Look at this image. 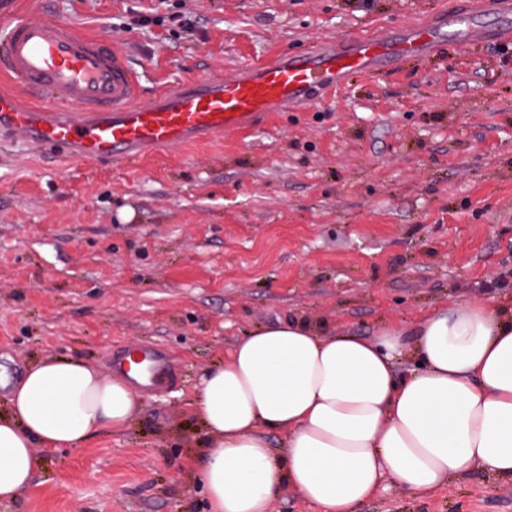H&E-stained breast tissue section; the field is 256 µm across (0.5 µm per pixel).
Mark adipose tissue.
Returning a JSON list of instances; mask_svg holds the SVG:
<instances>
[{"instance_id":"ef3b65f1","label":"adipose tissue","mask_w":512,"mask_h":512,"mask_svg":"<svg viewBox=\"0 0 512 512\" xmlns=\"http://www.w3.org/2000/svg\"><path fill=\"white\" fill-rule=\"evenodd\" d=\"M410 353L417 369L396 367ZM138 365L113 376L46 357L0 400V503L44 453L129 429L142 404ZM205 440L193 480L209 512H271L283 486L316 512H354L385 481L425 495L475 468L512 479V308L468 300L424 316L412 335H326L279 319L238 341L200 379ZM285 436L273 455L267 432Z\"/></svg>"}]
</instances>
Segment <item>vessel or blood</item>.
Masks as SVG:
<instances>
[{
  "instance_id": "obj_1",
  "label": "vessel or blood",
  "mask_w": 512,
  "mask_h": 512,
  "mask_svg": "<svg viewBox=\"0 0 512 512\" xmlns=\"http://www.w3.org/2000/svg\"><path fill=\"white\" fill-rule=\"evenodd\" d=\"M499 17L490 30L484 15ZM475 44L512 41V0H478L475 10L448 13L442 24H416L384 37L361 32L328 40L218 77H198L140 98L124 52L103 37L77 33L66 22L16 15L0 25V130L44 152L82 161L137 160L175 143L214 139L251 129L278 107L320 99L353 74L422 58L444 43L445 30ZM147 387L164 385L170 363L158 348L139 349Z\"/></svg>"
}]
</instances>
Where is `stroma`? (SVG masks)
Here are the masks:
<instances>
[{
	"mask_svg": "<svg viewBox=\"0 0 512 512\" xmlns=\"http://www.w3.org/2000/svg\"><path fill=\"white\" fill-rule=\"evenodd\" d=\"M474 0H0L113 38L143 98L309 44L399 32ZM149 18L126 30L132 11ZM512 305V48L455 38L355 75L251 133L89 164L0 134V397L34 359L152 345L168 387L134 424L47 455L0 512H206L191 471L193 386L247 332L304 318L371 337L451 302ZM356 512H512L477 469L417 498L386 483Z\"/></svg>",
	"mask_w": 512,
	"mask_h": 512,
	"instance_id": "35a3bbf8",
	"label": "stroma"
}]
</instances>
